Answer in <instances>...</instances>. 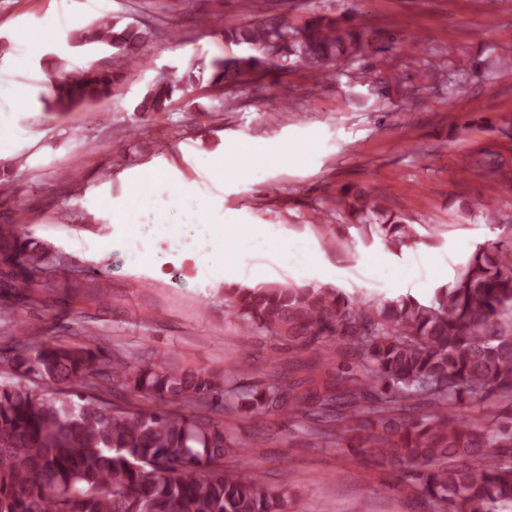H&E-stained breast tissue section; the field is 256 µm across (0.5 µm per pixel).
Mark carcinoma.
<instances>
[{
  "label": "carcinoma",
  "mask_w": 512,
  "mask_h": 512,
  "mask_svg": "<svg viewBox=\"0 0 512 512\" xmlns=\"http://www.w3.org/2000/svg\"><path fill=\"white\" fill-rule=\"evenodd\" d=\"M147 32L102 19L68 33L78 58H58L47 112L94 106L141 61ZM236 57L190 67L207 82L213 117L224 95L301 63L318 78L364 49L362 34L315 19L303 28L257 22L224 28ZM89 50L108 52L92 60ZM181 86L159 75L135 111L166 112ZM362 241L389 250L420 238L368 200L349 204ZM48 252L0 237V288L37 299L52 287ZM228 314L271 350L311 361L241 381L47 341L15 350L0 381V512H292L289 490L242 468L260 444L224 423L173 407L271 412L299 423L309 447L337 440L411 488L424 512H512V242L479 245L458 276L421 302L361 300L340 288L240 285ZM336 366L335 375L322 370ZM45 381L49 393L27 386ZM125 392L123 405L104 398ZM499 411L487 413L491 400Z\"/></svg>",
  "instance_id": "obj_1"
}]
</instances>
